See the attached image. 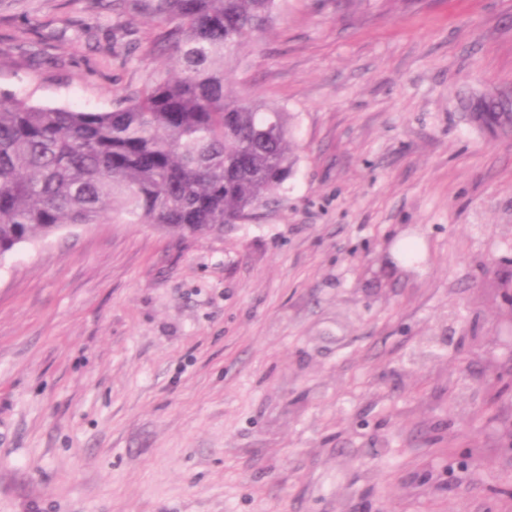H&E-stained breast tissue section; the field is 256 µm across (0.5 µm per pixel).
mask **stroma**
Segmentation results:
<instances>
[{"instance_id":"obj_1","label":"stroma","mask_w":512,"mask_h":512,"mask_svg":"<svg viewBox=\"0 0 512 512\" xmlns=\"http://www.w3.org/2000/svg\"><path fill=\"white\" fill-rule=\"evenodd\" d=\"M125 21L0 0V91L111 110L171 59ZM227 69L292 116L257 216L0 260V512H512V0H277ZM470 117L481 131H512V100L492 96H481L470 101Z\"/></svg>"}]
</instances>
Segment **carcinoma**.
I'll list each match as a JSON object with an SVG mask.
<instances>
[{
  "label": "carcinoma",
  "instance_id": "cac0c4a2",
  "mask_svg": "<svg viewBox=\"0 0 512 512\" xmlns=\"http://www.w3.org/2000/svg\"><path fill=\"white\" fill-rule=\"evenodd\" d=\"M129 0H92L122 18ZM174 45V67L110 111L0 93V257L109 215L209 236L249 218L295 163L291 116L227 92L226 62L271 23L276 0H135ZM481 131H512V100L470 101Z\"/></svg>",
  "mask_w": 512,
  "mask_h": 512
}]
</instances>
